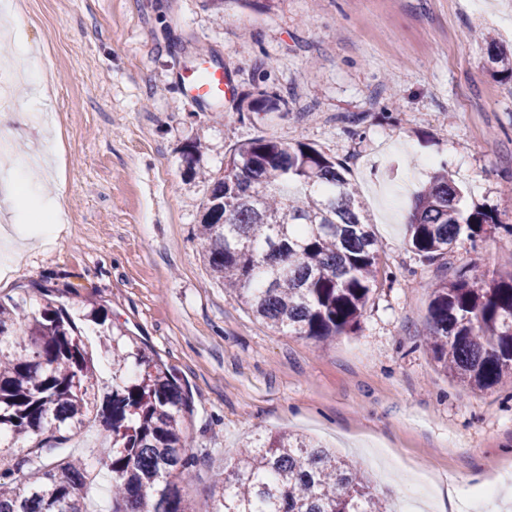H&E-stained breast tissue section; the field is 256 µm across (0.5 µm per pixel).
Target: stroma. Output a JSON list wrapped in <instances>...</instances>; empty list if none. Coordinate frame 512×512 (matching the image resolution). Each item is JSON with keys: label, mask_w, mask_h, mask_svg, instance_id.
<instances>
[{"label": "stroma", "mask_w": 512, "mask_h": 512, "mask_svg": "<svg viewBox=\"0 0 512 512\" xmlns=\"http://www.w3.org/2000/svg\"><path fill=\"white\" fill-rule=\"evenodd\" d=\"M23 24L0 42L10 94L23 105L29 72L54 95L39 118L9 122L15 154L56 131L65 220L44 248L0 258V299L43 303L41 289L86 320L103 307L192 398L196 464L180 483L192 512H210L214 481L245 441L283 428L357 462L380 496L409 512H512V493L479 507L491 465L512 464V382L478 393L442 373L424 340L429 286L465 271L498 272L512 237L460 235L447 258L425 260L403 213L432 173L447 169L468 209L512 210V82L488 71L473 30L512 41V0H278L268 12L228 0H8ZM26 41L32 55L15 54ZM224 68L234 96L205 106L180 87L198 50ZM285 91L270 107L261 91ZM260 136L303 141L343 162L373 220L378 265L358 328L327 346L279 333L214 283L193 229L203 163Z\"/></svg>", "instance_id": "stroma-1"}]
</instances>
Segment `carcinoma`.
Wrapping results in <instances>:
<instances>
[{
	"label": "carcinoma",
	"instance_id": "1",
	"mask_svg": "<svg viewBox=\"0 0 512 512\" xmlns=\"http://www.w3.org/2000/svg\"><path fill=\"white\" fill-rule=\"evenodd\" d=\"M491 74L512 80V51L480 32ZM202 145L183 147L209 194L195 237L212 278L272 328L319 343L354 331L370 300L378 250L366 206L344 166L301 141L236 145L224 173L201 170ZM444 169L413 198L410 246L434 260L462 231L512 234L498 211H470ZM426 346L440 370L472 391L512 377V266L481 282L457 273L429 285ZM112 332V392L98 396L92 356L61 305L27 310L0 299V512H84L86 464L60 453L94 413L112 433V512H190L191 399L142 350ZM133 361L134 376H126ZM212 512H385L364 474L286 431L247 443L217 478Z\"/></svg>",
	"mask_w": 512,
	"mask_h": 512
}]
</instances>
